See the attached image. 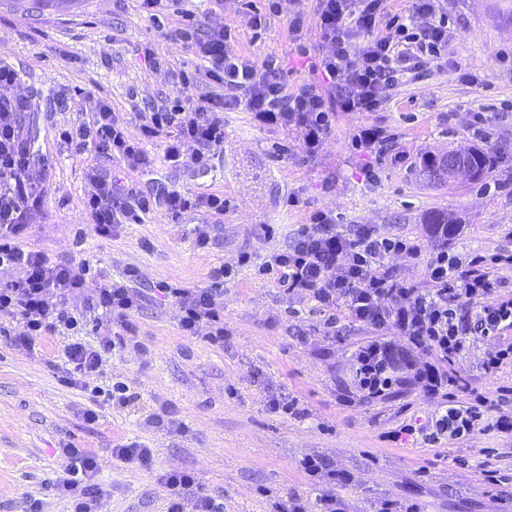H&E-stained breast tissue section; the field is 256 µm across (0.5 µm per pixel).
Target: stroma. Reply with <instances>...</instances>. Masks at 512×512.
Returning a JSON list of instances; mask_svg holds the SVG:
<instances>
[{"label":"stroma","mask_w":512,"mask_h":512,"mask_svg":"<svg viewBox=\"0 0 512 512\" xmlns=\"http://www.w3.org/2000/svg\"><path fill=\"white\" fill-rule=\"evenodd\" d=\"M448 16V58L407 74L376 112H340L316 157H306L293 131L255 126L248 113L224 115V157L209 173L193 169L194 146L183 149L182 164L157 162L140 177L142 189L167 186L183 192L224 196V218L188 212L178 220L145 215L98 236L81 199L89 172L128 179L123 163L102 154L76 155L60 148L58 129L95 112L109 101L130 123L145 105L177 96L170 70H194L196 58L166 42L176 15L153 20L136 0H80L66 10L31 17L20 0H0V61L20 72L8 88L35 109L23 124L37 153L51 156L42 206L27 217L23 248L57 263L86 262L92 277L69 305L80 311L95 295L99 277L122 279L136 269L144 300L131 314L136 342L104 356L98 377L67 384L68 340L97 345L91 329L50 333L34 349L0 340V512H27L30 500L42 512H68L56 489L64 445L93 454L101 488L98 512H161L168 490L161 480L171 469L193 471L224 512H277V503L298 494L315 505L327 493L341 512H377L382 501L410 500L423 512H512V433L477 430L456 442L428 444L405 434V425L424 421L446 403L432 394L423 374L435 358L390 330L378 332L342 318L328 334L327 315L314 302L287 294L276 275L259 274L269 257L287 248L301 224L316 210L340 215L343 224H373L407 235L422 246L420 257H392L393 276L425 284V267L439 248L469 261L512 247V0H441ZM245 0H224L209 14L215 26L235 28L239 48L284 61L288 85L313 81L305 59L288 40V19L273 16L254 33ZM157 44L167 68L145 67L134 54L139 44ZM473 82L460 80V72ZM69 98H61V91ZM485 109L487 123L471 127V114ZM386 127L398 136L405 162L380 157L377 180H364L366 155L352 152L349 139L361 124ZM473 147L487 153L490 169L478 182L436 185L419 174L423 153ZM296 195L297 207L283 205ZM444 211L457 217L449 239L436 238L429 217ZM273 225L266 235L264 225ZM207 232V246L197 243ZM252 256L238 264L241 253ZM235 270L219 278L220 268ZM219 288L223 294V343L183 335L180 311L158 290ZM380 343L418 371V379L386 399L363 396L354 381L355 354ZM489 338L474 344L453 365L472 388L495 399L492 415L512 420V362L496 374L480 367L496 346ZM124 381L131 401L113 405V379ZM296 401L292 413H274L270 398ZM95 420H87V412ZM168 412V422L151 423ZM131 443L153 448L146 465H123L113 448ZM323 459L311 475L302 459ZM508 477L493 494L483 468Z\"/></svg>","instance_id":"stroma-1"}]
</instances>
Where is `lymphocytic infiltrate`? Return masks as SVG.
<instances>
[{
    "label": "lymphocytic infiltrate",
    "mask_w": 512,
    "mask_h": 512,
    "mask_svg": "<svg viewBox=\"0 0 512 512\" xmlns=\"http://www.w3.org/2000/svg\"><path fill=\"white\" fill-rule=\"evenodd\" d=\"M181 2L139 0L149 18L178 16V25L166 38L182 44L200 62L194 73L177 72L178 96L139 112L135 135L110 102H101L89 119L60 132L61 143L79 155L95 152L119 159L137 173L148 171L158 159L150 145L159 146L161 159L175 166L184 146L191 143L196 147V169L208 171L224 152L225 112L243 110L260 126L295 130L306 155L312 157L330 134L337 113L378 111L405 74L448 55V21L438 0H412L410 12L402 15L393 13L387 0H318L321 43L314 51L303 46L305 19L288 14V0H264L263 7L252 12V28L262 29L268 17L287 15L289 41L309 58V67L318 76L292 90L275 56L255 58L241 51L230 26L204 27L200 13L182 8ZM201 82L215 85V92L194 94V85ZM33 109L27 98L0 96V268L26 270L21 281L0 282V336L28 349L49 332L78 327L67 304L85 288L90 271L86 263H51L42 252L18 243L27 212L40 207L44 197L30 174L33 151L20 123L21 113ZM351 147L369 156L390 153L398 162L405 158L392 134L378 125L356 128ZM83 206L102 237L112 236L121 221L137 224L153 212L172 218L190 209L213 216L224 213L223 197L213 193L164 187L147 194L96 176ZM403 252L417 256L421 247L415 239L384 233L372 224L343 228L333 212L317 211L262 271L276 274L288 294L315 302L327 312L328 328H335L342 315L378 331L393 329L448 364L475 339L498 338L512 330V293L503 292L493 267L478 258L461 262L443 249L428 260L426 285L421 288L391 275L390 258ZM137 278V271L130 270L124 280L101 283L96 290L95 309L128 333L134 330L129 317L141 301L134 287ZM160 291L178 306L184 335L223 340L224 306L218 289L164 285ZM114 345L107 336L96 347L68 344L65 357L72 374L85 380L96 377L104 353ZM427 378L432 388L446 384L470 399H449L447 408L432 418L426 441L460 440L474 430L489 429L491 401L472 395L461 376L433 369ZM61 455L63 469L56 488L68 496L70 512H97L95 458L81 448L62 449ZM162 480L169 491L166 512H223L222 504L202 491L195 473L171 470Z\"/></svg>",
    "instance_id": "lymphocytic-infiltrate-1"
}]
</instances>
